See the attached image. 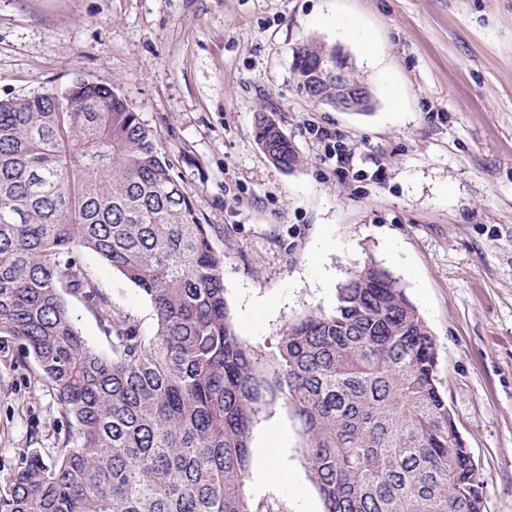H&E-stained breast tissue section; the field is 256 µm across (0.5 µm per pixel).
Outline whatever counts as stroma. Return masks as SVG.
I'll return each mask as SVG.
<instances>
[{
	"label": "stroma",
	"instance_id": "obj_1",
	"mask_svg": "<svg viewBox=\"0 0 512 512\" xmlns=\"http://www.w3.org/2000/svg\"><path fill=\"white\" fill-rule=\"evenodd\" d=\"M341 46L374 99L340 112L303 92L293 51ZM117 84L204 221L224 227V288L262 348L331 310L375 258L436 343L437 376L483 481V512H512V0H0V98ZM271 112L301 159L284 170L253 134ZM111 310L153 335L141 291L76 254ZM87 343L112 351L97 311L67 295ZM0 344V486L23 454L52 460L68 428L35 362ZM286 436L304 490L247 482L274 512H323L301 425L262 410L250 445Z\"/></svg>",
	"mask_w": 512,
	"mask_h": 512
}]
</instances>
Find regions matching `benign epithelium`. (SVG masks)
<instances>
[{
	"label": "benign epithelium",
	"instance_id": "benign-epithelium-1",
	"mask_svg": "<svg viewBox=\"0 0 512 512\" xmlns=\"http://www.w3.org/2000/svg\"><path fill=\"white\" fill-rule=\"evenodd\" d=\"M311 81L303 84V90L320 102H325L340 112H365L372 106L369 88L349 78L351 67L333 66L323 54L314 58Z\"/></svg>",
	"mask_w": 512,
	"mask_h": 512
}]
</instances>
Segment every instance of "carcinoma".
I'll return each mask as SVG.
<instances>
[{
    "instance_id": "cac0c4a2",
    "label": "carcinoma",
    "mask_w": 512,
    "mask_h": 512,
    "mask_svg": "<svg viewBox=\"0 0 512 512\" xmlns=\"http://www.w3.org/2000/svg\"><path fill=\"white\" fill-rule=\"evenodd\" d=\"M324 48H296L295 74ZM272 118L256 113L255 140L291 169ZM222 236L116 85L0 99V339L34 359L71 431L53 462L22 458L0 512H272L245 486L253 425L278 402L302 424L324 512H472L483 482L399 279L367 261L332 310L259 350L225 298ZM81 249L144 293L154 335L108 312ZM64 288L100 312L112 355L84 340Z\"/></svg>"
}]
</instances>
